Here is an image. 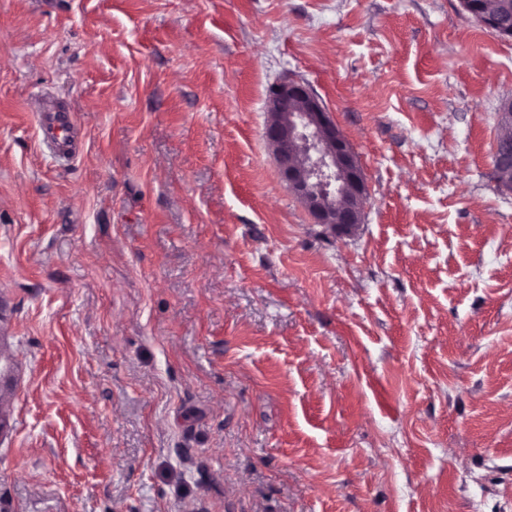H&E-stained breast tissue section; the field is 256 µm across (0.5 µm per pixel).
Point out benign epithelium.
<instances>
[{"mask_svg":"<svg viewBox=\"0 0 512 512\" xmlns=\"http://www.w3.org/2000/svg\"><path fill=\"white\" fill-rule=\"evenodd\" d=\"M265 141L282 181L300 199L314 223L338 237L362 223L369 190L350 143L316 92L306 83L284 80L266 101ZM17 360L0 355V390L18 384Z\"/></svg>","mask_w":512,"mask_h":512,"instance_id":"benign-epithelium-1","label":"benign epithelium"}]
</instances>
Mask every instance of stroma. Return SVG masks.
<instances>
[{"mask_svg": "<svg viewBox=\"0 0 512 512\" xmlns=\"http://www.w3.org/2000/svg\"><path fill=\"white\" fill-rule=\"evenodd\" d=\"M311 85L370 193L264 139ZM46 93L81 132L41 143ZM512 37L460 0H0L13 512H512ZM289 100L300 109L282 110ZM266 112L264 138L288 190L314 223L326 224L337 237L350 235L362 223L369 190L352 146L319 96L304 82L284 80L269 94ZM333 182L336 194L328 192ZM501 132L497 137L496 143H498L499 149L501 152L506 153H498L496 151L493 152V165L494 167H508L507 170L502 172H496L497 181L500 186L511 190L512 189V154L508 152H512V132L508 133L507 128H500Z\"/></svg>", "mask_w": 512, "mask_h": 512, "instance_id": "obj_1", "label": "stroma"}]
</instances>
